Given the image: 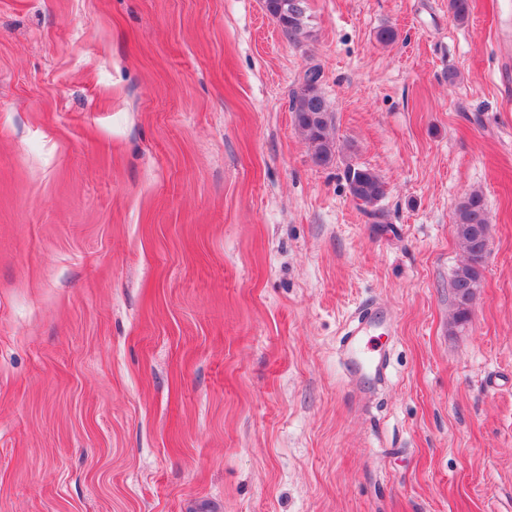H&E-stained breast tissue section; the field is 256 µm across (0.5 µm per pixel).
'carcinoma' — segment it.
I'll use <instances>...</instances> for the list:
<instances>
[{"mask_svg":"<svg viewBox=\"0 0 512 512\" xmlns=\"http://www.w3.org/2000/svg\"><path fill=\"white\" fill-rule=\"evenodd\" d=\"M264 8L292 41L306 35L307 0H264ZM316 69L307 71L302 85L292 91L289 110L299 133L307 142L311 158L317 166H327L339 157L334 113L319 86ZM349 192L361 206L374 207L385 195L386 183L374 170L348 162L344 169ZM490 213L484 194L479 190L467 192L457 203L454 212L455 236L465 260L454 273L451 287L457 304L452 321L464 324L469 320L479 278V265L484 258L483 235L489 231Z\"/></svg>","mask_w":512,"mask_h":512,"instance_id":"cac0c4a2","label":"carcinoma"}]
</instances>
